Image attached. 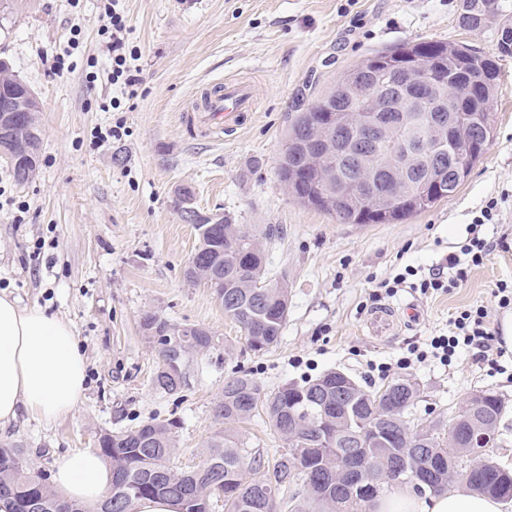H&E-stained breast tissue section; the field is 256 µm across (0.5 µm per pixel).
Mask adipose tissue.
<instances>
[{"label":"adipose tissue","instance_id":"adipose-tissue-1","mask_svg":"<svg viewBox=\"0 0 512 512\" xmlns=\"http://www.w3.org/2000/svg\"><path fill=\"white\" fill-rule=\"evenodd\" d=\"M85 378V359L70 322L0 295V427L23 413L47 424L71 414ZM111 485V468L94 453L63 455L53 464L52 486L66 500L94 505ZM373 512H501V504L462 487L423 499L383 496Z\"/></svg>","mask_w":512,"mask_h":512}]
</instances>
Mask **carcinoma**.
Returning <instances> with one entry per match:
<instances>
[{
    "instance_id": "cac0c4a2",
    "label": "carcinoma",
    "mask_w": 512,
    "mask_h": 512,
    "mask_svg": "<svg viewBox=\"0 0 512 512\" xmlns=\"http://www.w3.org/2000/svg\"><path fill=\"white\" fill-rule=\"evenodd\" d=\"M512 16V0H463L460 23L477 30L498 17ZM497 51L512 55V26L498 30ZM402 79L413 77L429 84L456 89L448 97V111L468 112L471 122L453 127L443 149L452 161L454 147L471 144V157L462 169L452 165L442 170L447 194L418 196L403 182L379 184L376 189L389 199L375 205L353 191L336 198L333 206L323 200V183L309 164V156H321L327 169L351 179L353 146L340 134L330 147L309 143L311 127L321 121L322 112L356 111L357 95L386 99L381 87L388 72ZM496 80L493 56L439 40L404 43L375 53L343 72L338 81L316 103L294 113L288 138L278 161L280 182L294 187L292 199L313 207L341 224H392L428 211L452 197L470 175L494 137L490 111ZM24 83L5 61L0 63V103L21 100ZM416 119L400 136L412 145L427 140L422 114L427 106H408ZM244 225L224 222L208 229L195 228L198 245L193 254L197 280L210 285L224 297V315L244 332L250 347L266 351L277 345L288 321V284L284 278L270 279L264 242L273 230L249 232L256 249L234 248ZM190 282L197 281L185 271ZM142 335L158 348L159 361L153 376L156 390L175 395L185 384V367L193 354L208 352L218 338L198 325L172 323L147 312L140 321ZM420 398L419 385L398 379L384 389L369 391L350 375L329 370L301 384L289 382L272 391L265 390L249 374L224 382L214 407V418L224 424L207 444L203 462L189 470L173 465L176 455V421L154 419L135 429L99 434L94 451L112 468L111 512H134L137 501L147 497L168 498L177 512H212L213 497H224L225 512H371L377 497L396 491L383 485L378 496H362L351 483L336 480L341 463L354 458L363 465V474L398 464L428 477L430 493L448 490V469L458 472L459 482L468 488L502 501H512V470L498 463L482 448L461 455L448 447V421L438 419L425 430L412 427L411 409ZM477 412L501 420L507 401L490 389L471 396ZM397 407L394 420L378 422L387 405ZM262 411L284 446L273 462H261L244 448L236 425ZM43 500L49 512H100L103 503L87 506L61 499L26 462L24 449L0 447V500L8 512H29L32 500Z\"/></svg>"
}]
</instances>
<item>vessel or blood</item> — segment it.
I'll return each instance as SVG.
<instances>
[{
  "instance_id": "obj_1",
  "label": "vessel or blood",
  "mask_w": 512,
  "mask_h": 512,
  "mask_svg": "<svg viewBox=\"0 0 512 512\" xmlns=\"http://www.w3.org/2000/svg\"><path fill=\"white\" fill-rule=\"evenodd\" d=\"M256 110L253 85L230 78L216 82L198 98L190 110L182 113V122L190 138L230 134L241 128Z\"/></svg>"
}]
</instances>
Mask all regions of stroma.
<instances>
[{"mask_svg": "<svg viewBox=\"0 0 512 512\" xmlns=\"http://www.w3.org/2000/svg\"><path fill=\"white\" fill-rule=\"evenodd\" d=\"M104 4L15 0L0 20V58L35 91L43 139L30 183H18L0 162V294L70 321L86 358L76 411L52 424L20 416L0 428V446L23 445L30 466L48 474L57 456L91 451L101 432L173 419L180 423L174 463L191 468L217 429L213 407L228 378L248 373L271 390L340 370L369 390L417 382L418 424L452 417L476 391L499 392L509 406L498 461L512 468V350L503 349L496 370L476 349L448 366L428 354L456 311L482 305L494 323L503 315L495 290L512 282V198L497 223L482 226L494 248L465 281L434 295L409 282L391 296L378 290L408 267L427 277L468 242L485 202L512 189V57L499 62L493 141L458 192L433 209L399 224H342L293 201L277 177L291 114L345 70L417 39L491 54L497 23L464 29L461 0H119L141 52L142 85L131 108L116 112L121 91L101 34ZM227 77L255 84L256 112L232 134L191 139L183 107ZM118 122L126 133L116 141L109 131ZM182 187L192 189L197 208L275 229L268 276L285 277L290 303L270 350H251L211 289L185 280L197 235L174 205ZM52 238L57 248L35 252L36 241ZM410 302L421 308L419 322L373 334L375 311ZM148 312L203 326L221 342L190 359L180 394L151 383L158 352L139 328ZM413 346L424 359L397 368ZM382 363L389 377L376 372Z\"/></svg>", "mask_w": 512, "mask_h": 512, "instance_id": "stroma-1", "label": "stroma"}]
</instances>
